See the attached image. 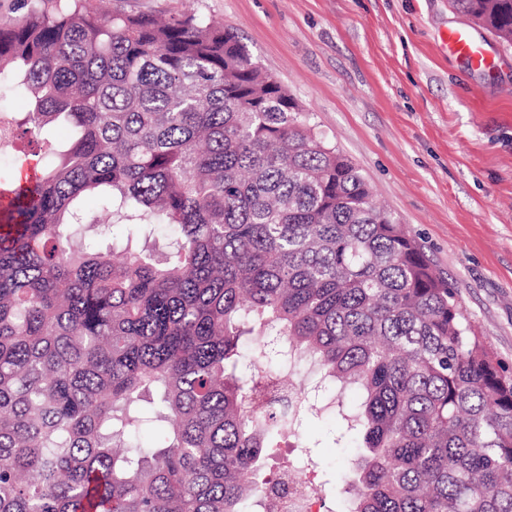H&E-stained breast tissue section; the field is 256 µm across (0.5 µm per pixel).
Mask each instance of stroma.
I'll use <instances>...</instances> for the list:
<instances>
[{
    "instance_id": "obj_1",
    "label": "stroma",
    "mask_w": 512,
    "mask_h": 512,
    "mask_svg": "<svg viewBox=\"0 0 512 512\" xmlns=\"http://www.w3.org/2000/svg\"><path fill=\"white\" fill-rule=\"evenodd\" d=\"M108 9L167 18L187 11L234 28L263 72L369 181L375 200L420 244L464 315L512 368V45L457 14L449 0H109ZM467 27L494 58L481 70L449 55ZM337 415L303 429L326 492L354 451Z\"/></svg>"
}]
</instances>
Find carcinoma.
I'll use <instances>...</instances> for the list:
<instances>
[{
	"instance_id": "cac0c4a2",
	"label": "carcinoma",
	"mask_w": 512,
	"mask_h": 512,
	"mask_svg": "<svg viewBox=\"0 0 512 512\" xmlns=\"http://www.w3.org/2000/svg\"><path fill=\"white\" fill-rule=\"evenodd\" d=\"M451 4L512 44V0ZM25 5L0 74L47 151L0 172V512H269L326 410L348 512H512V373L234 30Z\"/></svg>"
}]
</instances>
